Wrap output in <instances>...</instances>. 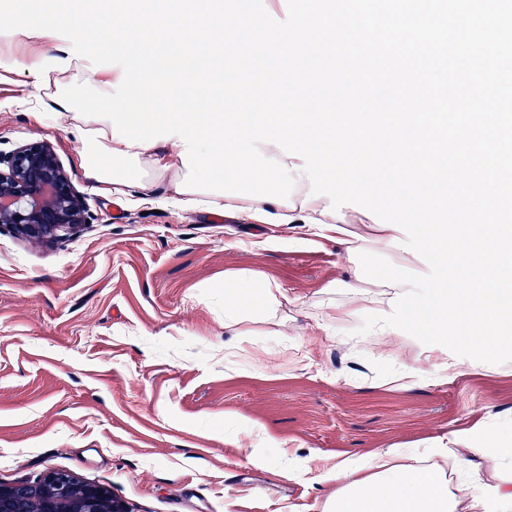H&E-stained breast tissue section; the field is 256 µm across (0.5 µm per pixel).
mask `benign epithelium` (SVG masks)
I'll use <instances>...</instances> for the list:
<instances>
[{"mask_svg": "<svg viewBox=\"0 0 512 512\" xmlns=\"http://www.w3.org/2000/svg\"><path fill=\"white\" fill-rule=\"evenodd\" d=\"M55 152L44 141L0 151V229L33 243L51 242L88 223ZM0 512H129L106 486L51 470L34 480L0 483Z\"/></svg>", "mask_w": 512, "mask_h": 512, "instance_id": "7a95c632", "label": "benign epithelium"}]
</instances>
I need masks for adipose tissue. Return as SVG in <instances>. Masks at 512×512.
<instances>
[{
    "instance_id": "ef3b65f1",
    "label": "adipose tissue",
    "mask_w": 512,
    "mask_h": 512,
    "mask_svg": "<svg viewBox=\"0 0 512 512\" xmlns=\"http://www.w3.org/2000/svg\"><path fill=\"white\" fill-rule=\"evenodd\" d=\"M20 17L14 29L17 41L26 42L52 36L63 26V16L44 10L42 0H18ZM72 127L80 144L81 165L86 177L96 184L120 189L131 185L151 190L157 183L176 185L187 169L179 154L184 146L178 139L157 142L150 148L130 147L112 137L110 121L73 120ZM298 191L291 197V207L271 202L219 197L213 194L186 193L182 201L188 205L205 204L242 221L281 224H305L336 237L344 247H365L389 255L394 261L407 263L417 251L405 234L376 225L367 216L359 221L365 232L349 229L346 213L337 209L327 197L306 201L310 182L300 171L293 172ZM281 290L257 271L232 272L224 278V324L242 323L247 317L273 316L280 306ZM483 345L468 339L465 347L440 349L433 355L434 374L445 380L477 364ZM487 430L482 425L453 432L447 442L438 444L434 453L447 457L451 446H475L474 458L457 457L456 465L465 478L456 489L447 480L432 473L420 463L393 465L399 457L397 447L369 455L367 460L347 458L326 471L325 481L336 484V492L325 505L324 512H512V482L495 486L486 484L474 463L475 458L496 466H512V444L483 447Z\"/></svg>"
}]
</instances>
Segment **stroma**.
<instances>
[{"label":"stroma","mask_w":512,"mask_h":512,"mask_svg":"<svg viewBox=\"0 0 512 512\" xmlns=\"http://www.w3.org/2000/svg\"><path fill=\"white\" fill-rule=\"evenodd\" d=\"M0 0V149L50 143L91 222L36 244L0 232V483L47 470L130 512H324L342 456L414 448L475 424L512 442V362L437 380L415 339L359 335L357 277L335 239L173 203L164 184L93 186L66 112L16 65ZM264 273L288 322L224 329V275Z\"/></svg>","instance_id":"obj_1"}]
</instances>
